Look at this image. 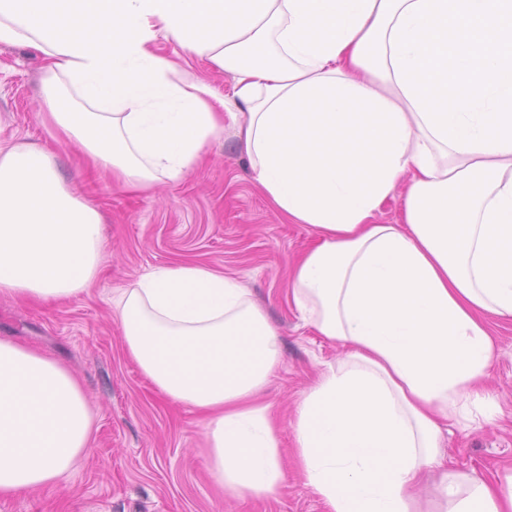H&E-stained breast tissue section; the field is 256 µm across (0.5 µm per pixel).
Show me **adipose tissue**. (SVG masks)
<instances>
[{"mask_svg":"<svg viewBox=\"0 0 512 512\" xmlns=\"http://www.w3.org/2000/svg\"><path fill=\"white\" fill-rule=\"evenodd\" d=\"M162 38L231 75V97L181 73ZM0 45L41 55L53 137L119 184L184 179L229 121L253 183L315 231L288 304L345 354L292 427L325 512H423L433 471L436 512H512V473L442 451L449 423L496 413L490 321L512 319V0H0ZM398 194L400 221L378 223ZM102 224L47 150L0 139V297L86 293ZM112 311L141 374L201 416L215 482L277 498L288 471L259 394L282 351L251 292L176 261L117 289ZM92 431L77 376L1 338L0 495L57 487Z\"/></svg>","mask_w":512,"mask_h":512,"instance_id":"ef3b65f1","label":"adipose tissue"}]
</instances>
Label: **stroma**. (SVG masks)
I'll use <instances>...</instances> for the list:
<instances>
[{"label": "stroma", "instance_id": "35a3bbf8", "mask_svg": "<svg viewBox=\"0 0 512 512\" xmlns=\"http://www.w3.org/2000/svg\"><path fill=\"white\" fill-rule=\"evenodd\" d=\"M162 53L218 94L231 78L172 41ZM42 59L24 46L0 47V136L46 147L67 183L104 217L105 253L87 294L32 306L0 299V338L12 337L61 360L81 380L94 412V438L75 471L53 490L1 495L0 512H324L296 470L275 500L242 502L219 491L197 446L201 423L190 407L165 403L125 354L109 299L167 263L200 261L234 274L267 312L281 340V363L262 397L281 423L285 460L292 422L322 363L340 343L318 336L288 306L289 267L315 234L289 224L251 182L235 138L224 136L207 163L175 183L140 192L111 178L81 176L73 147L55 143L40 114ZM499 347L487 391L500 413L450 425L443 451L453 466L486 478L512 470V320L491 323Z\"/></svg>", "mask_w": 512, "mask_h": 512}]
</instances>
